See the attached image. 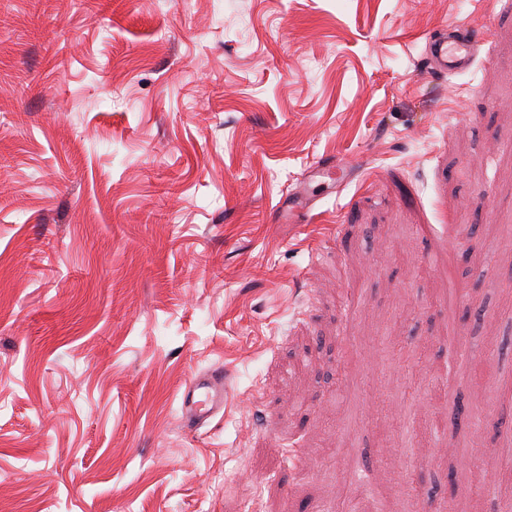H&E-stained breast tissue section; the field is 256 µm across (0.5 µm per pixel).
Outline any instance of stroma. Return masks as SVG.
<instances>
[{
    "mask_svg": "<svg viewBox=\"0 0 512 512\" xmlns=\"http://www.w3.org/2000/svg\"><path fill=\"white\" fill-rule=\"evenodd\" d=\"M506 456L512 0H0V512H512ZM479 47L477 34L465 28H449L448 33L429 44L427 59L440 73H463L473 65ZM224 411V370L217 367L195 376L181 395L182 421L193 429Z\"/></svg>",
    "mask_w": 512,
    "mask_h": 512,
    "instance_id": "1",
    "label": "stroma"
}]
</instances>
